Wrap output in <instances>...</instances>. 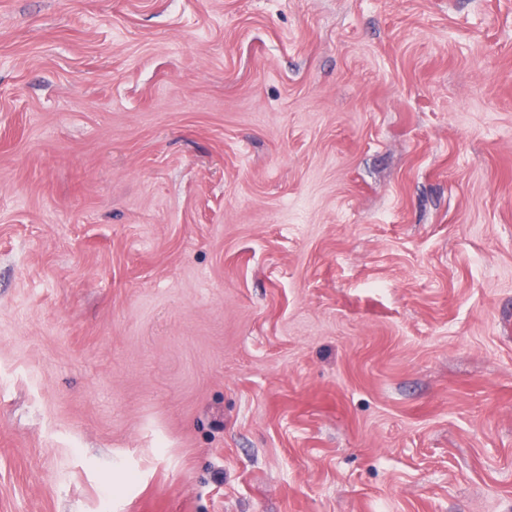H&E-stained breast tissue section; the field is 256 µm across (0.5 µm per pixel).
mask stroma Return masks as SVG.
I'll return each mask as SVG.
<instances>
[{
    "label": "stroma",
    "instance_id": "stroma-1",
    "mask_svg": "<svg viewBox=\"0 0 512 512\" xmlns=\"http://www.w3.org/2000/svg\"><path fill=\"white\" fill-rule=\"evenodd\" d=\"M0 512H512V0H0Z\"/></svg>",
    "mask_w": 512,
    "mask_h": 512
}]
</instances>
